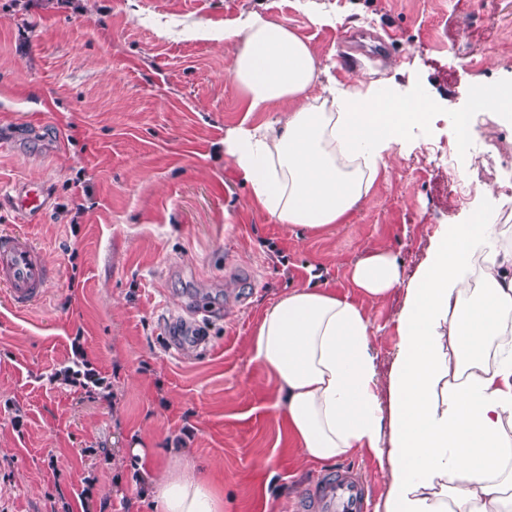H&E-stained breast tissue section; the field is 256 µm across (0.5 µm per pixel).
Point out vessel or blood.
I'll use <instances>...</instances> for the list:
<instances>
[{
	"label": "vessel or blood",
	"mask_w": 512,
	"mask_h": 512,
	"mask_svg": "<svg viewBox=\"0 0 512 512\" xmlns=\"http://www.w3.org/2000/svg\"><path fill=\"white\" fill-rule=\"evenodd\" d=\"M51 281V270L42 249L22 234H0V289L18 310L41 302ZM319 512H368L362 479L337 472L317 495Z\"/></svg>",
	"instance_id": "vessel-or-blood-1"
}]
</instances>
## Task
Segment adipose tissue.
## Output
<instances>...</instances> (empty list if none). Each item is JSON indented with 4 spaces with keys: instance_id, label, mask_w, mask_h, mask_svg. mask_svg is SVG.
<instances>
[{
    "instance_id": "1",
    "label": "adipose tissue",
    "mask_w": 512,
    "mask_h": 512,
    "mask_svg": "<svg viewBox=\"0 0 512 512\" xmlns=\"http://www.w3.org/2000/svg\"><path fill=\"white\" fill-rule=\"evenodd\" d=\"M229 72L245 112H274L224 134V154L278 224L314 232L346 221L381 166L408 145L433 106L419 94L401 112L383 82L315 95L319 62L286 24L253 14L225 29ZM361 298L293 289L266 310L251 343L275 378V407L306 459L366 448L388 463L375 512H512V243L485 212L446 227L412 283L391 249L351 268ZM405 300L387 386L375 366L366 306L397 288ZM155 512H222L210 479L172 464L141 478Z\"/></svg>"
}]
</instances>
